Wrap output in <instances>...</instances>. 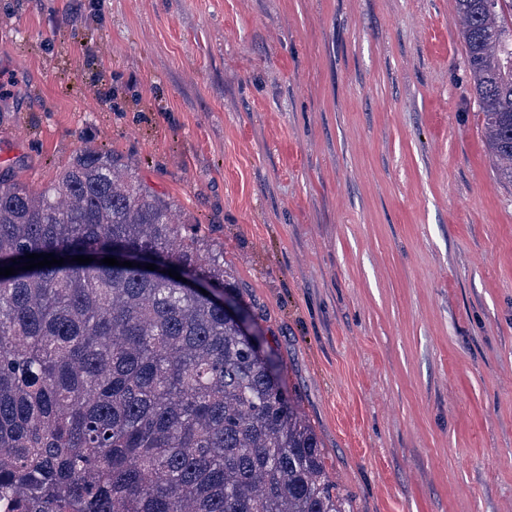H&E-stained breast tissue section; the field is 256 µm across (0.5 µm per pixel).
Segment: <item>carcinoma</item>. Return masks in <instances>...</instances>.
Masks as SVG:
<instances>
[{
	"label": "carcinoma",
	"instance_id": "1",
	"mask_svg": "<svg viewBox=\"0 0 512 512\" xmlns=\"http://www.w3.org/2000/svg\"><path fill=\"white\" fill-rule=\"evenodd\" d=\"M512 182V0H456ZM123 158L84 148L40 192L0 172V504L8 512H353L224 250ZM64 264L24 270L28 254ZM120 254L131 267L101 259ZM93 261L79 264L75 256ZM167 263L200 287L149 277ZM207 290L204 295L201 290Z\"/></svg>",
	"mask_w": 512,
	"mask_h": 512
}]
</instances>
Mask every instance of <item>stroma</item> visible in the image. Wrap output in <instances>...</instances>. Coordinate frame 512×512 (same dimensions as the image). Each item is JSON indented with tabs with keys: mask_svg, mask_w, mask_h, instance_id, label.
Instances as JSON below:
<instances>
[{
	"mask_svg": "<svg viewBox=\"0 0 512 512\" xmlns=\"http://www.w3.org/2000/svg\"><path fill=\"white\" fill-rule=\"evenodd\" d=\"M455 0H0V171L121 155L224 248L354 512H512V182Z\"/></svg>",
	"mask_w": 512,
	"mask_h": 512,
	"instance_id": "stroma-1",
	"label": "stroma"
}]
</instances>
